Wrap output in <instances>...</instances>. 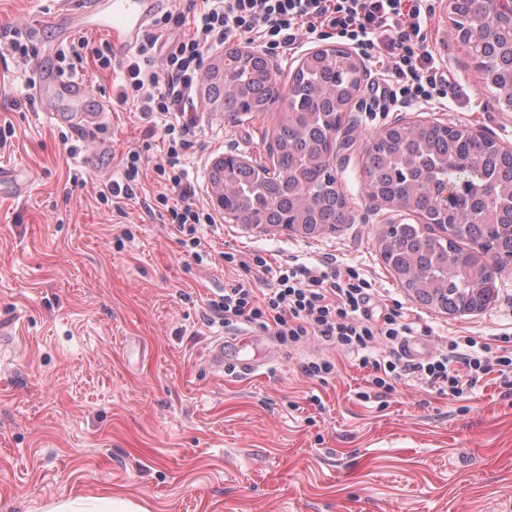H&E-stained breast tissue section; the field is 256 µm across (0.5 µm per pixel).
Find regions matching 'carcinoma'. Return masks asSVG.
I'll list each match as a JSON object with an SVG mask.
<instances>
[{"instance_id":"1","label":"carcinoma","mask_w":512,"mask_h":512,"mask_svg":"<svg viewBox=\"0 0 512 512\" xmlns=\"http://www.w3.org/2000/svg\"><path fill=\"white\" fill-rule=\"evenodd\" d=\"M461 43L498 103L512 109V24L497 22L490 0H457L451 8ZM365 73L343 48L303 59L288 90L262 58L226 59L208 76L203 102L236 119L242 111L280 109L273 136L275 173L261 165L210 172L214 186L232 184L228 204L246 222L315 237L350 220L329 161L352 145L340 138ZM371 197L404 201L419 222L393 224L382 235L386 268L420 305L450 315L486 309L497 273L512 264V150L460 125L393 126L365 152ZM448 188V208L440 193Z\"/></svg>"}]
</instances>
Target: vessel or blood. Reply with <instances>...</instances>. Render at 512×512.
Masks as SVG:
<instances>
[{
	"mask_svg": "<svg viewBox=\"0 0 512 512\" xmlns=\"http://www.w3.org/2000/svg\"><path fill=\"white\" fill-rule=\"evenodd\" d=\"M54 7L43 12L42 23L48 24L59 36L68 37L79 32H104L116 51L135 46L149 25L151 17L167 5L168 0H85L83 5H69L68 0H52ZM51 92L54 107L44 108L50 123H67L76 129L96 127L105 114L106 102L93 99L88 85L80 79L61 78L53 69L36 71V96ZM252 344L249 333H241L238 356L234 362L239 372L249 375L270 362L269 357L249 355Z\"/></svg>",
	"mask_w": 512,
	"mask_h": 512,
	"instance_id": "1",
	"label": "vessel or blood"
}]
</instances>
